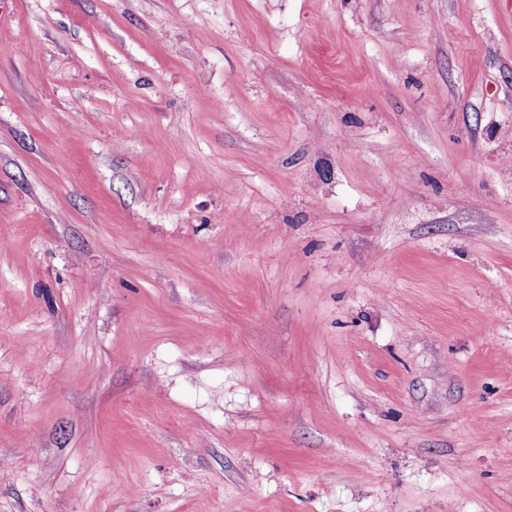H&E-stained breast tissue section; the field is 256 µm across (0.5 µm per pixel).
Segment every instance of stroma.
Masks as SVG:
<instances>
[{
  "label": "stroma",
  "instance_id": "obj_1",
  "mask_svg": "<svg viewBox=\"0 0 512 512\" xmlns=\"http://www.w3.org/2000/svg\"><path fill=\"white\" fill-rule=\"evenodd\" d=\"M0 512H512V0H0Z\"/></svg>",
  "mask_w": 512,
  "mask_h": 512
}]
</instances>
